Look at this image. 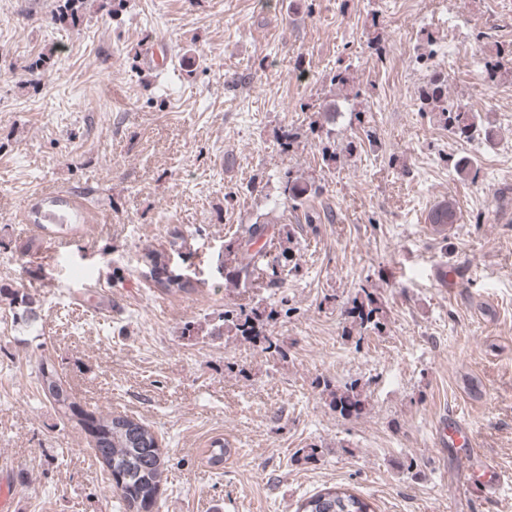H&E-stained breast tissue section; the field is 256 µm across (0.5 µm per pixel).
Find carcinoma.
<instances>
[{
  "label": "carcinoma",
  "instance_id": "obj_1",
  "mask_svg": "<svg viewBox=\"0 0 512 512\" xmlns=\"http://www.w3.org/2000/svg\"><path fill=\"white\" fill-rule=\"evenodd\" d=\"M483 69L490 78H497L502 69L512 65V41L496 44L495 54L482 58ZM442 94L441 84L433 79L420 87L418 96L421 110L435 109ZM448 131L464 135L468 138L493 137L492 130L485 126L477 113L466 112L459 106H448L443 109ZM319 188L309 182L289 180L284 193L287 199L296 205L304 203V199L315 195ZM429 223L443 228L457 222V212L452 202L441 201L431 210ZM272 225L268 221H257L245 227L238 236L224 243L221 254V265L224 267V279L230 282L242 280V284H250L257 288H267L269 284L261 283L267 269H276L279 261H290L293 257L294 240L288 225L278 230L280 252L270 257L266 250L265 240L268 239ZM150 274L156 276L155 284L161 286L163 293L188 292L202 285V282L181 283L176 277L182 270L169 266V263L158 259V254L147 256ZM9 301V307L15 308L13 321H21L28 327L33 326L40 318L36 298L24 291L0 285V300ZM371 307H357L351 312L353 323L361 328L382 326L380 307L374 304L372 297H367ZM277 310H265L261 306L250 309L240 306L224 311L219 317L222 324L213 328V333L222 335L234 333L245 342H249L268 354L273 363L285 362L288 350L284 348L270 332L269 327ZM46 362L37 365L36 380L39 389L50 403L54 412L63 420L79 427L88 424L91 431L92 449L101 463L112 465V472L122 477L123 488L120 500L125 512H159L157 500L164 472V458L158 437L143 422L122 413L108 412L102 414L91 410L76 400L69 388L64 386L60 377L46 382L44 377ZM324 391L329 398V408L342 418L360 415L366 407L367 395L364 386L354 380L344 386H336L329 379L322 380ZM296 512H374L370 503L343 488L324 489L304 499Z\"/></svg>",
  "mask_w": 512,
  "mask_h": 512
}]
</instances>
